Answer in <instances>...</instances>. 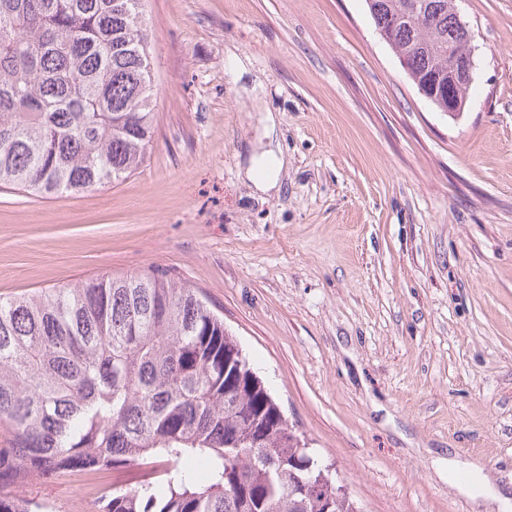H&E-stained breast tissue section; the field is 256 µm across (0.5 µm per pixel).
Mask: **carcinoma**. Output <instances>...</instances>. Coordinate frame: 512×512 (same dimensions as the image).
Masks as SVG:
<instances>
[{"label":"carcinoma","instance_id":"carcinoma-1","mask_svg":"<svg viewBox=\"0 0 512 512\" xmlns=\"http://www.w3.org/2000/svg\"><path fill=\"white\" fill-rule=\"evenodd\" d=\"M144 0H0V186L126 179L154 135ZM415 85L466 106L453 0H365ZM129 472L91 512H360L199 291L169 272L0 297V512L38 475Z\"/></svg>","mask_w":512,"mask_h":512}]
</instances>
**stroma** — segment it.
<instances>
[{
    "label": "stroma",
    "mask_w": 512,
    "mask_h": 512,
    "mask_svg": "<svg viewBox=\"0 0 512 512\" xmlns=\"http://www.w3.org/2000/svg\"><path fill=\"white\" fill-rule=\"evenodd\" d=\"M458 8L476 69L451 117L365 0H146L148 159L76 194L0 187V296L167 270L361 512H487L448 461L512 496V0Z\"/></svg>",
    "instance_id": "stroma-1"
}]
</instances>
